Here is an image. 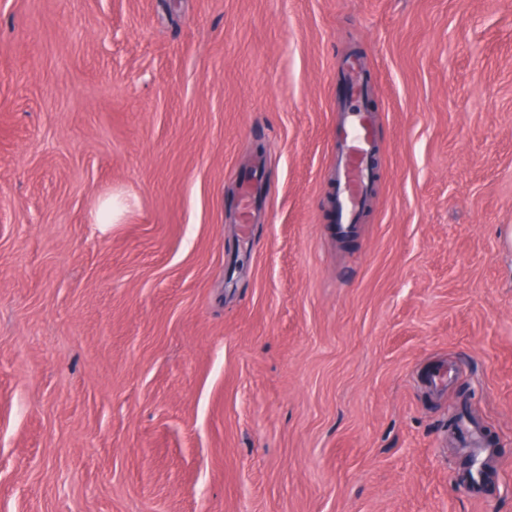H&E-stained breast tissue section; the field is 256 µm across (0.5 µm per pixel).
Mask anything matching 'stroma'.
<instances>
[{
    "label": "stroma",
    "instance_id": "stroma-1",
    "mask_svg": "<svg viewBox=\"0 0 512 512\" xmlns=\"http://www.w3.org/2000/svg\"><path fill=\"white\" fill-rule=\"evenodd\" d=\"M0 512H512V0H0ZM343 118L336 126V209L340 233L357 224L368 201L369 190L378 179V171L369 158L379 146L374 134V115L366 109L360 82L354 80L342 101Z\"/></svg>",
    "mask_w": 512,
    "mask_h": 512
}]
</instances>
